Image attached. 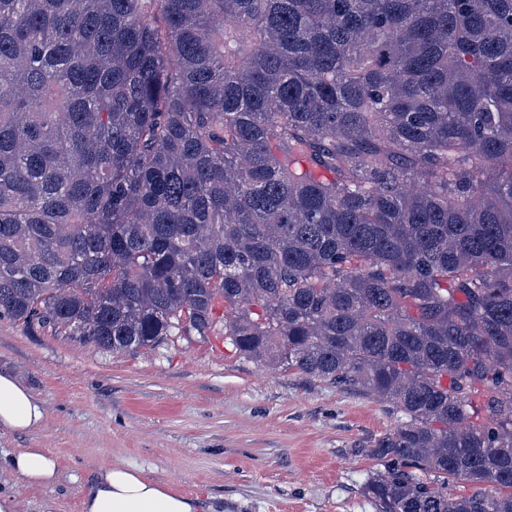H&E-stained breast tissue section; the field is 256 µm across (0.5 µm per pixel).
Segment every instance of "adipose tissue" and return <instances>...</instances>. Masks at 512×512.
<instances>
[{
    "mask_svg": "<svg viewBox=\"0 0 512 512\" xmlns=\"http://www.w3.org/2000/svg\"><path fill=\"white\" fill-rule=\"evenodd\" d=\"M44 420L45 410L34 393L0 370V429L29 432ZM5 465L31 485L50 487L59 481L57 463L44 448L21 449ZM81 512H204V504L147 477L139 467L115 464L98 472L82 496Z\"/></svg>",
    "mask_w": 512,
    "mask_h": 512,
    "instance_id": "obj_1",
    "label": "adipose tissue"
}]
</instances>
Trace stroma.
Returning <instances> with one entry per match:
<instances>
[{
  "mask_svg": "<svg viewBox=\"0 0 512 512\" xmlns=\"http://www.w3.org/2000/svg\"><path fill=\"white\" fill-rule=\"evenodd\" d=\"M0 370L42 400L44 423L0 431V458L47 449L60 481L8 470L20 512H80L95 473L138 466L215 512H377L362 493L363 448L392 430L388 405L240 358L223 334L116 354L0 320Z\"/></svg>",
  "mask_w": 512,
  "mask_h": 512,
  "instance_id": "1",
  "label": "stroma"
}]
</instances>
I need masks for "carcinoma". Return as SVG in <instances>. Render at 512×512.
Listing matches in <instances>:
<instances>
[{"label": "carcinoma", "instance_id": "cac0c4a2", "mask_svg": "<svg viewBox=\"0 0 512 512\" xmlns=\"http://www.w3.org/2000/svg\"><path fill=\"white\" fill-rule=\"evenodd\" d=\"M218 304L402 413L378 512H512V0H0V320L135 353Z\"/></svg>", "mask_w": 512, "mask_h": 512}]
</instances>
